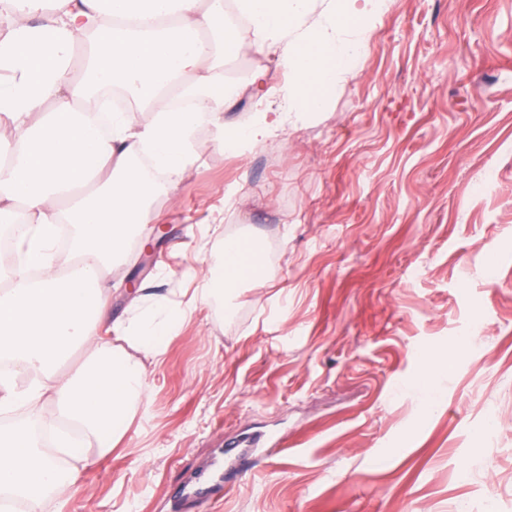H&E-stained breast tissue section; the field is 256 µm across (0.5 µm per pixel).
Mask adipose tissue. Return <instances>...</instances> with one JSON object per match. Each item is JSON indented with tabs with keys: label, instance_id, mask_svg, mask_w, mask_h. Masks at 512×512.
<instances>
[{
	"label": "adipose tissue",
	"instance_id": "1",
	"mask_svg": "<svg viewBox=\"0 0 512 512\" xmlns=\"http://www.w3.org/2000/svg\"><path fill=\"white\" fill-rule=\"evenodd\" d=\"M387 9L388 0H0V224L24 227L16 262L0 270V358L21 364L0 371V413L48 402L76 430L48 451L30 424L1 427V502L65 498L91 454L114 450L146 403V363L163 359L191 312L113 319L104 272L137 226L154 223L152 202L196 160L198 131L243 155L290 113L322 110L351 73L367 22ZM271 49L287 84L265 87L258 73L252 85L279 106L225 122L239 94L225 61ZM107 86L129 107L103 136L92 115ZM143 155L152 172L135 165ZM205 262L196 302L219 310L225 290L263 270L237 237ZM77 350L84 363L65 369Z\"/></svg>",
	"mask_w": 512,
	"mask_h": 512
}]
</instances>
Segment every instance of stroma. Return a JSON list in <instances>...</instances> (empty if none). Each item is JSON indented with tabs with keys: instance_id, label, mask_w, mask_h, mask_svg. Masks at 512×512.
Segmentation results:
<instances>
[{
	"instance_id": "35a3bbf8",
	"label": "stroma",
	"mask_w": 512,
	"mask_h": 512,
	"mask_svg": "<svg viewBox=\"0 0 512 512\" xmlns=\"http://www.w3.org/2000/svg\"><path fill=\"white\" fill-rule=\"evenodd\" d=\"M259 71L288 80L272 54L225 65L230 118L265 108ZM198 138L108 273L112 317L145 284L188 304L228 235L263 274L194 312L120 450L43 512H170L227 445L269 437L282 452L210 512H485L490 489L512 512V0H389L321 111L245 155Z\"/></svg>"
}]
</instances>
